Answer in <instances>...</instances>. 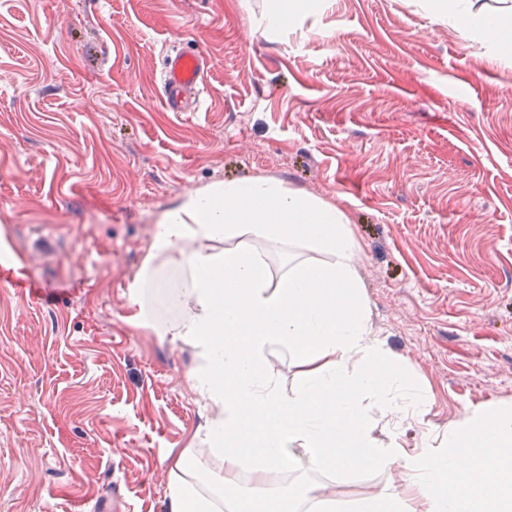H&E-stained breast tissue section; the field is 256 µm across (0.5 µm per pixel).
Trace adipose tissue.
<instances>
[{"label": "adipose tissue", "mask_w": 512, "mask_h": 512, "mask_svg": "<svg viewBox=\"0 0 512 512\" xmlns=\"http://www.w3.org/2000/svg\"><path fill=\"white\" fill-rule=\"evenodd\" d=\"M326 3L268 0L258 21L277 34ZM243 238L306 246L322 260L274 279ZM357 251L343 211L271 177L219 182L159 214L129 289L133 320L202 358L187 383L205 410L194 447L169 469L166 512H287L270 481L307 463L325 473L400 466L401 492L365 493L353 512H512V407L474 411L438 446L374 436L373 410L417 418L428 401L373 334ZM156 298L172 319L157 318ZM277 350L297 358L294 391L270 368Z\"/></svg>", "instance_id": "ef3b65f1"}]
</instances>
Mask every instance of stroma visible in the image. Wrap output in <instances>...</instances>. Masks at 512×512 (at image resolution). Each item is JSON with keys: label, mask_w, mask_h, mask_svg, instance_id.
<instances>
[{"label": "stroma", "mask_w": 512, "mask_h": 512, "mask_svg": "<svg viewBox=\"0 0 512 512\" xmlns=\"http://www.w3.org/2000/svg\"><path fill=\"white\" fill-rule=\"evenodd\" d=\"M418 2L329 0L273 36L240 0H0V512H166L201 360L127 287L158 215L217 182L346 213L373 331L429 397L404 447L512 404V59ZM181 44L212 67L177 114ZM398 473H336L338 507ZM209 62L193 51L167 54L162 71L163 107L168 112H187L186 101L193 97L196 108L204 92V73Z\"/></svg>", "instance_id": "35a3bbf8"}]
</instances>
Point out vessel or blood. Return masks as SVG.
I'll use <instances>...</instances> for the list:
<instances>
[{
  "label": "vessel or blood",
  "mask_w": 512,
  "mask_h": 512,
  "mask_svg": "<svg viewBox=\"0 0 512 512\" xmlns=\"http://www.w3.org/2000/svg\"><path fill=\"white\" fill-rule=\"evenodd\" d=\"M208 67V61L192 51L181 50L166 55L162 71L163 106L166 111H185L187 99H200Z\"/></svg>",
  "instance_id": "vessel-or-blood-1"
}]
</instances>
